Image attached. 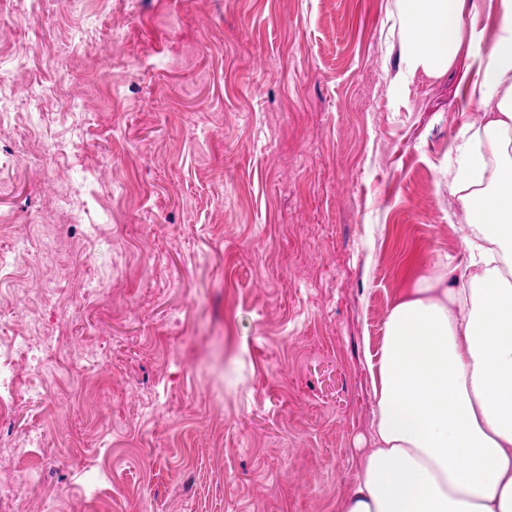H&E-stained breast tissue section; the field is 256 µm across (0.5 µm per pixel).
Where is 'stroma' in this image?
<instances>
[{
	"label": "stroma",
	"instance_id": "stroma-1",
	"mask_svg": "<svg viewBox=\"0 0 512 512\" xmlns=\"http://www.w3.org/2000/svg\"><path fill=\"white\" fill-rule=\"evenodd\" d=\"M0 34L40 61L0 57V322L69 272L88 356L80 400L16 405L52 441L11 512H336L373 448L388 313L466 260L442 172L483 120L460 109L467 51L403 82L394 0H0ZM41 77L67 98L29 100ZM59 224L38 264L21 240ZM78 251L105 298L78 297Z\"/></svg>",
	"mask_w": 512,
	"mask_h": 512
}]
</instances>
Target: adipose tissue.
Wrapping results in <instances>:
<instances>
[{
	"label": "adipose tissue",
	"instance_id": "obj_1",
	"mask_svg": "<svg viewBox=\"0 0 512 512\" xmlns=\"http://www.w3.org/2000/svg\"><path fill=\"white\" fill-rule=\"evenodd\" d=\"M466 0H396L402 79L440 76L468 46V101L448 193L473 230L465 278L453 258L385 321L373 440L338 512H512V0L493 43L462 21Z\"/></svg>",
	"mask_w": 512,
	"mask_h": 512
}]
</instances>
